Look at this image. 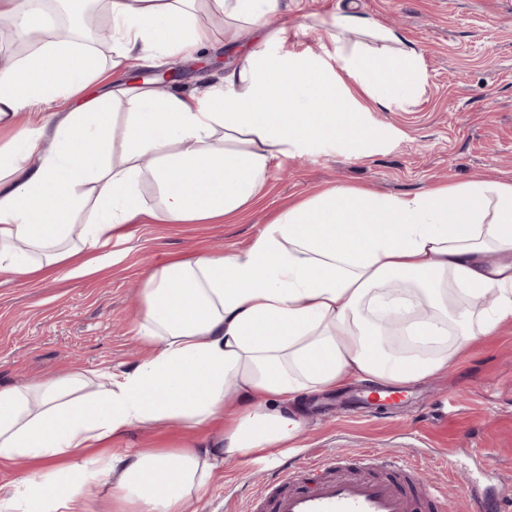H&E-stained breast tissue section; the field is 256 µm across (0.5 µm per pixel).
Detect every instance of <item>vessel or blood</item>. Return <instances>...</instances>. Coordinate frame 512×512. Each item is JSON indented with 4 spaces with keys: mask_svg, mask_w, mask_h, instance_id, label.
Listing matches in <instances>:
<instances>
[{
    "mask_svg": "<svg viewBox=\"0 0 512 512\" xmlns=\"http://www.w3.org/2000/svg\"><path fill=\"white\" fill-rule=\"evenodd\" d=\"M380 478L357 476L344 458L301 464L282 471L278 489L260 496L262 512H418L431 492L421 482H408L409 467L385 462Z\"/></svg>",
    "mask_w": 512,
    "mask_h": 512,
    "instance_id": "vessel-or-blood-1",
    "label": "vessel or blood"
}]
</instances>
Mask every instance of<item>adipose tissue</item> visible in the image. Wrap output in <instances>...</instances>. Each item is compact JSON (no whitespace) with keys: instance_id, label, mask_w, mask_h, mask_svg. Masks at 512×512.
<instances>
[{"instance_id":"1","label":"adipose tissue","mask_w":512,"mask_h":512,"mask_svg":"<svg viewBox=\"0 0 512 512\" xmlns=\"http://www.w3.org/2000/svg\"><path fill=\"white\" fill-rule=\"evenodd\" d=\"M280 0H109L114 55L51 37L0 62V270L28 280L77 262L111 261L120 227L221 224L246 210L273 159L326 148L364 158L390 138L353 92L378 105L414 97L421 56L374 58L335 40L337 67L286 53L265 25ZM260 30L208 88L120 87L85 97L129 57L155 67L214 42L198 14ZM15 36L52 30L47 13L0 0ZM125 100L114 134L110 103ZM74 106L52 128L22 126L26 108ZM38 164H30L32 154ZM154 187L153 197L141 190ZM512 320V180H471L414 195L337 185L283 209L241 251L201 252L142 283L140 337L158 350L90 394L73 372L0 387V463L34 468L8 512H83L111 488L122 512H183L225 459L287 445L303 428L289 402L353 378L407 384L446 371L475 337ZM281 406L271 409L270 398ZM211 431L205 446L99 454L136 425Z\"/></svg>"}]
</instances>
